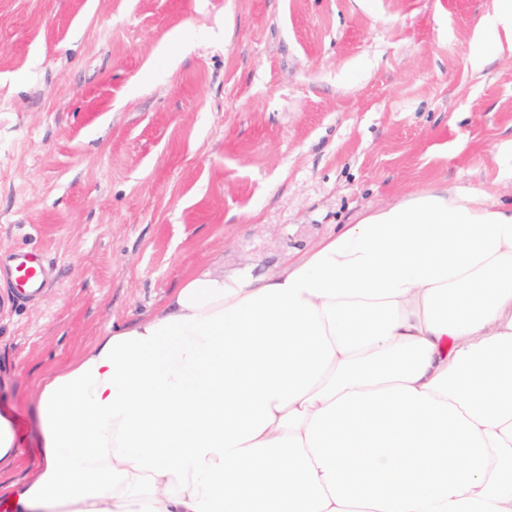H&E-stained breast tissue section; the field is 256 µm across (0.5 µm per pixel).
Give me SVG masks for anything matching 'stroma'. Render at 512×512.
Here are the masks:
<instances>
[{"label":"stroma","instance_id":"35a3bbf8","mask_svg":"<svg viewBox=\"0 0 512 512\" xmlns=\"http://www.w3.org/2000/svg\"><path fill=\"white\" fill-rule=\"evenodd\" d=\"M495 0H0V411L200 266L275 269L403 194L512 200ZM502 34L512 45V0H497L495 11L478 28L481 52L475 58L480 63L489 51L501 47ZM14 279L18 285L19 293L26 297L37 293L46 280V265L41 256L24 253L16 257L13 263Z\"/></svg>","mask_w":512,"mask_h":512}]
</instances>
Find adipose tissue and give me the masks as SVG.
<instances>
[{"label":"adipose tissue","mask_w":512,"mask_h":512,"mask_svg":"<svg viewBox=\"0 0 512 512\" xmlns=\"http://www.w3.org/2000/svg\"><path fill=\"white\" fill-rule=\"evenodd\" d=\"M512 43V0L478 29ZM10 512H512V205L435 187L205 268L41 382Z\"/></svg>","instance_id":"ef3b65f1"}]
</instances>
